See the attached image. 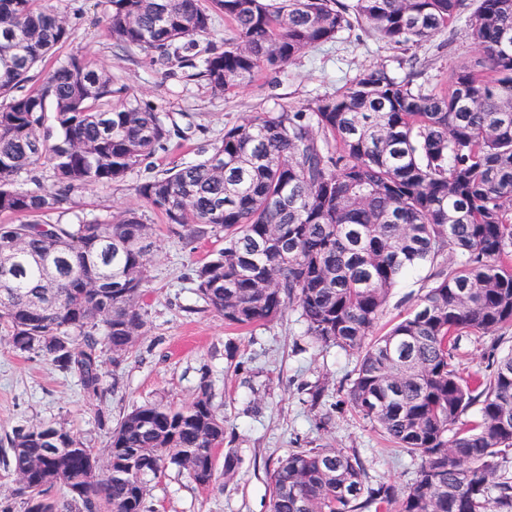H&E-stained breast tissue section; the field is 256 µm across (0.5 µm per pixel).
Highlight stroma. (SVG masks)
<instances>
[{"label": "stroma", "mask_w": 512, "mask_h": 512, "mask_svg": "<svg viewBox=\"0 0 512 512\" xmlns=\"http://www.w3.org/2000/svg\"><path fill=\"white\" fill-rule=\"evenodd\" d=\"M49 6L66 14L71 36L38 66L36 79H43L60 60L83 57L111 70L118 83L150 103L178 131L126 181L76 191L66 215L71 222L108 221L125 208H141L133 191L138 181L199 161L200 147L219 141L226 128L248 116L298 107L341 91L371 69L404 77L414 60L423 68L421 84L438 88L475 55L462 19L432 40L410 47L389 44L360 23L335 42L305 50L285 69L261 72L250 83L221 93L193 77L190 68L116 46L104 22V0H49ZM141 210L144 222L155 230L147 324L126 361L117 367L104 364L115 383L112 394L86 396L75 376L43 357L17 354L0 340V439L19 426L58 422L98 453L107 445L110 427L134 406L156 400L189 402L205 378L224 416V445L236 450L240 465L220 487L199 486L168 469L149 483L150 512H269V473L296 448L357 454L371 487L384 483L401 488L414 481L416 461L393 447L348 401L356 355L315 344L294 306L262 326H226L197 296L194 276L199 264L223 248V234L178 240L167 232L161 214ZM431 272V266H423L397 284L381 328L406 316L429 286ZM318 387L324 393L315 403L311 392Z\"/></svg>", "instance_id": "1"}]
</instances>
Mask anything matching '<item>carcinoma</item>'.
<instances>
[{"label":"carcinoma","mask_w":512,"mask_h":512,"mask_svg":"<svg viewBox=\"0 0 512 512\" xmlns=\"http://www.w3.org/2000/svg\"><path fill=\"white\" fill-rule=\"evenodd\" d=\"M40 0H0V332L108 390L103 356L125 360L145 325L153 228L128 209L110 222H45L73 192L110 186L151 158L172 130L112 73L70 57L28 93L14 89L71 34ZM105 0L114 42L183 67L224 92L355 19L413 46L467 14L476 56L440 91L382 69L296 110L224 130L204 158L134 187L182 240L224 233L195 270L206 307L235 328L294 304L315 342L357 355L351 405L417 460L403 488L366 485L361 462L335 448H298L269 473L270 512H512V351L493 372L463 374L464 336L512 326V0ZM231 24L222 45L212 13ZM122 98L113 104L114 97ZM52 170L53 185L38 173ZM35 189L18 186L21 177ZM456 263L442 264L447 256ZM438 265L414 309L376 327L392 289ZM478 407L476 419L461 416ZM62 432L51 451L48 433ZM0 463L19 480L21 512H147L149 479L174 466L208 487L231 475L208 464L224 417L203 380L193 400L136 406L111 428L104 461L58 423L20 428Z\"/></svg>","instance_id":"obj_1"}]
</instances>
